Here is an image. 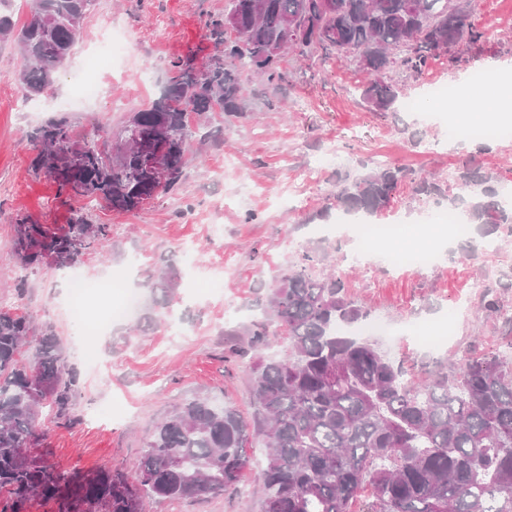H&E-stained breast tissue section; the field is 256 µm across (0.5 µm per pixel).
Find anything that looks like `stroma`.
Returning a JSON list of instances; mask_svg holds the SVG:
<instances>
[{
    "instance_id": "1",
    "label": "stroma",
    "mask_w": 512,
    "mask_h": 512,
    "mask_svg": "<svg viewBox=\"0 0 512 512\" xmlns=\"http://www.w3.org/2000/svg\"><path fill=\"white\" fill-rule=\"evenodd\" d=\"M228 6L229 0H94L75 49L29 117L12 106L22 57L16 44L0 43V306L34 324L53 325L68 365L79 374L73 423L58 424L48 409L37 421V451L59 472L107 469L136 478L156 424L195 399L251 416L256 363L290 348L287 333L274 325L263 345H253L252 324L266 311L282 271L306 253L335 265L371 318L398 329L393 341L380 338L376 344L412 377L470 353L512 362V332L487 306L495 299L512 309V288L503 287L496 271L499 263L512 262V236L492 233L497 252L474 259L465 250L475 231L442 248L439 238L422 230L433 201L406 181L374 221L399 225V242L410 250L437 247V265L424 272L380 267L368 278L359 266L341 262L342 254L360 249L362 225L341 223L328 211L337 174L359 172L364 162L382 155L447 181L454 180L458 160L470 157L500 185L512 187V135L488 143L452 142L448 102L437 104L428 123L417 110L426 81L454 84L473 71L512 61V0H481L475 22L486 32L482 53L456 66L444 56L430 59L420 80L408 81L394 112L369 110L361 98L368 75L332 55L288 57L292 83L279 91L243 74L249 112L231 121L219 112L192 116L194 134L206 131L210 137L205 146L191 144L198 157L176 191L129 214L91 208L94 223L112 228L104 250L86 253L70 270L23 271L11 247L15 220L28 216L63 226L75 208L53 178L32 170L28 132L64 117L85 141L100 142L129 113L163 93L174 61L219 52L207 23ZM111 33L126 38L129 55L90 69V59L104 51ZM89 72L104 90L92 107L54 106V99L75 96ZM143 74L148 83H139ZM330 149L339 154L338 164L305 182L304 173ZM21 272L28 287L20 295L14 284ZM162 272L176 282L164 305L154 303L147 286ZM74 273L87 284L80 314L69 288ZM130 288L141 293L135 313L109 320L110 309ZM248 453L246 489L155 499L148 512H261L265 443L252 439Z\"/></svg>"
}]
</instances>
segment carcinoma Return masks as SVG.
<instances>
[{
  "mask_svg": "<svg viewBox=\"0 0 512 512\" xmlns=\"http://www.w3.org/2000/svg\"><path fill=\"white\" fill-rule=\"evenodd\" d=\"M93 2L32 0L19 28L0 12V42L20 48L17 81L26 96L53 83ZM479 2L264 0L255 19L250 0H230L210 22L221 54L201 63L193 55L178 60L163 94L135 111L139 132L161 131L169 140L163 190L177 189L186 168L190 115L246 114L239 70L278 90L288 81V51L304 58L334 53L370 76L363 100L387 112L404 96L398 77L414 80L433 57L457 64L481 49ZM293 23L304 29L303 41L272 53ZM29 139L32 169L52 177L69 199L102 200L130 213L154 197L157 177L140 166L134 146L114 164L110 144L80 142L65 117L34 128ZM456 178L470 194L461 211L466 223L511 235L512 203L495 177L467 160ZM406 180L438 205L455 202L433 176L376 163L356 177H337L336 212L374 216ZM110 235V225L79 210L57 230L24 216L14 224L13 250L25 266L70 268ZM313 262L304 255L268 296L270 316L288 332L291 348L255 366L252 418L205 400L185 405L155 426L135 483L111 470L63 474L31 454L40 409L71 421L79 378L67 369L53 326L39 328L1 308L0 494L10 512H25L33 496L55 501L58 512H144L150 498L234 492L257 436L268 448L259 475L262 512H512V369L495 357L467 356L451 372L436 369L415 381L375 343L345 333L369 312L350 298L342 274H316Z\"/></svg>",
  "mask_w": 512,
  "mask_h": 512,
  "instance_id": "carcinoma-1",
  "label": "carcinoma"
}]
</instances>
